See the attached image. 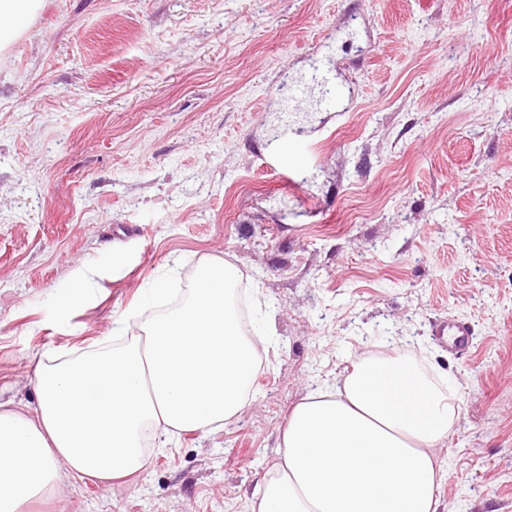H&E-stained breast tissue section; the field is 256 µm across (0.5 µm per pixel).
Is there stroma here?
Instances as JSON below:
<instances>
[{"label": "stroma", "mask_w": 512, "mask_h": 512, "mask_svg": "<svg viewBox=\"0 0 512 512\" xmlns=\"http://www.w3.org/2000/svg\"><path fill=\"white\" fill-rule=\"evenodd\" d=\"M316 66L354 97L283 100ZM211 257L272 324L249 402L22 512H250L292 409L368 351L452 387L440 512H512V0H40L0 49V402L33 412L40 362L119 345L154 279L160 312ZM306 149L301 142L292 141L288 144V139H284L281 146L271 156L274 160L272 168L281 174L284 173L287 177L288 173L292 178L299 177L308 166L305 159ZM291 177H289L290 181H292ZM448 330V336L452 338L451 347L457 351L466 352L470 348V326L459 319L448 317V320L443 321V332Z\"/></svg>", "instance_id": "obj_1"}]
</instances>
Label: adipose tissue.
I'll list each match as a JSON object with an SVG mask.
<instances>
[{
  "instance_id": "adipose-tissue-1",
  "label": "adipose tissue",
  "mask_w": 512,
  "mask_h": 512,
  "mask_svg": "<svg viewBox=\"0 0 512 512\" xmlns=\"http://www.w3.org/2000/svg\"><path fill=\"white\" fill-rule=\"evenodd\" d=\"M241 279L233 263L205 260L187 300L146 316L126 346L42 364L37 418L0 408V512H19L64 476L143 472L148 442L233 420L262 334L243 336L231 304ZM454 419L449 395L416 366L365 356L340 387L294 407L251 512H439L436 449Z\"/></svg>"
}]
</instances>
